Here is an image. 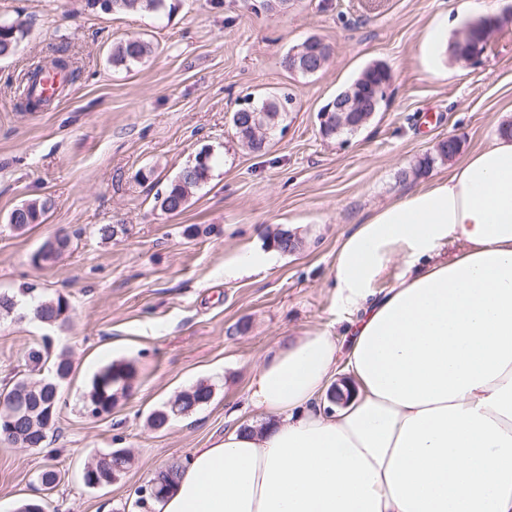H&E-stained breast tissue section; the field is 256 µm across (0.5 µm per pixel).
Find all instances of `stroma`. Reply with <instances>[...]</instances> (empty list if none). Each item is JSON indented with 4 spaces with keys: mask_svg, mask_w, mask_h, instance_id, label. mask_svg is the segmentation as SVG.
I'll return each instance as SVG.
<instances>
[{
    "mask_svg": "<svg viewBox=\"0 0 512 512\" xmlns=\"http://www.w3.org/2000/svg\"><path fill=\"white\" fill-rule=\"evenodd\" d=\"M461 0H166L161 13H105L87 0H0V19L28 30L0 60V293L38 294L69 304L64 326L18 312L0 320V393L30 371L27 352L49 338L68 351L56 430L43 448L0 437V512L43 498L46 512H141L136 490L175 460L257 420L247 394L260 359L282 342L326 330L347 316L336 303V254L344 233L372 210L447 174L451 161L418 166L448 136L459 157L512 124V21L476 61L449 59L429 70L421 46L431 25L451 20L449 40L469 23ZM312 36L331 47L312 75L284 68L283 57ZM127 38L152 46L141 64H113ZM65 48L79 71L65 96L43 112L17 107L29 66ZM391 73L386 99L359 132L324 138L318 113L369 65ZM292 99L283 130L259 152L238 141L230 115L245 99ZM214 159L182 212L155 204L201 148ZM49 200L40 224L11 230L8 214ZM102 224L125 233L102 240ZM197 234H190V227ZM296 234V252L234 276L225 256L263 257L277 229ZM64 233L70 247L55 261L31 255ZM124 361L137 376L130 395L97 418L84 410L93 375ZM212 400L164 429L152 411L198 383ZM124 449L130 468L99 489L84 467ZM61 481L44 490L46 465Z\"/></svg>",
    "mask_w": 512,
    "mask_h": 512,
    "instance_id": "obj_1",
    "label": "stroma"
}]
</instances>
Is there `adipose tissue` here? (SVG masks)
<instances>
[{
  "label": "adipose tissue",
  "instance_id": "ef3b65f1",
  "mask_svg": "<svg viewBox=\"0 0 512 512\" xmlns=\"http://www.w3.org/2000/svg\"><path fill=\"white\" fill-rule=\"evenodd\" d=\"M334 286L348 352L318 331L266 354L264 425L196 449L159 512H512V137L356 221Z\"/></svg>",
  "mask_w": 512,
  "mask_h": 512
}]
</instances>
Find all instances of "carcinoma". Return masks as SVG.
<instances>
[{
  "label": "carcinoma",
  "mask_w": 512,
  "mask_h": 512,
  "mask_svg": "<svg viewBox=\"0 0 512 512\" xmlns=\"http://www.w3.org/2000/svg\"><path fill=\"white\" fill-rule=\"evenodd\" d=\"M165 6V0H112V11L136 13L142 11L158 12ZM27 37V29L17 24L7 30L0 29V58L12 56ZM151 53L150 45L139 39L129 38L120 43L112 53V63L127 68L140 63ZM52 69L65 75L62 86H67L74 79L75 70L71 69L69 57L64 51H58V56L52 60ZM46 69L36 64L24 75V90L20 101V109L35 110L46 105L49 99L34 93L38 78L43 76ZM288 101L277 98L264 99L237 110L240 114L239 124L233 125L238 139L253 151L262 149V142L267 135L274 134L283 114L286 112ZM208 177L205 171L190 174L182 180L174 179L157 195V203L166 213H178L185 208L192 190L198 187ZM50 208L49 201L29 200L17 208V222L11 225L16 231H24L31 224L43 223V217ZM34 302L33 314L42 322L49 325L63 326L69 319L68 302L62 297L48 298L35 295V288L26 289ZM52 377L40 384L31 382L28 378L18 379L6 394V397L25 399L26 412L13 419L11 432L5 438L13 441L20 440L24 447L39 449L43 447L48 431L54 426L60 401V385L67 379L71 371L69 356L61 352L57 354L50 366ZM136 377V368L129 362H112L99 370L92 378L87 392L84 407L101 416L112 411L119 398L127 396L132 390ZM213 398V388L209 384L199 383L180 392L174 400L154 410L149 421L152 427L161 429L177 417L186 416ZM128 454L111 450L103 453L83 472L84 484L88 487L94 484L109 485L123 474L129 467ZM180 466L172 465L161 471L155 478L159 486L156 498L148 503L157 502L164 497L174 475Z\"/></svg>",
  "instance_id": "cac0c4a2"
}]
</instances>
